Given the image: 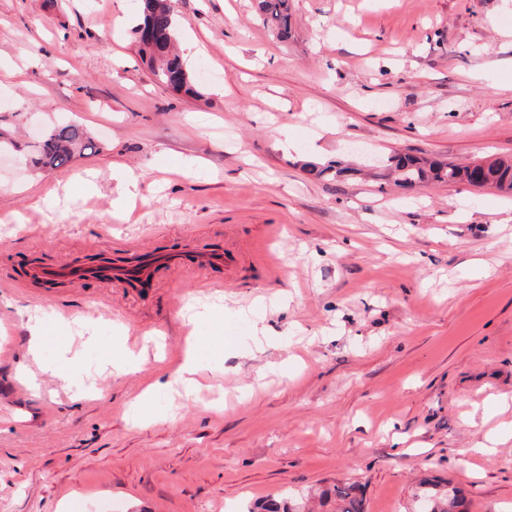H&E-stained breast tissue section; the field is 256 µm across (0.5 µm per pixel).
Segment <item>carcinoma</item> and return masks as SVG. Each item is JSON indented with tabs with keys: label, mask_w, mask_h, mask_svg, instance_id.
<instances>
[{
	"label": "carcinoma",
	"mask_w": 512,
	"mask_h": 512,
	"mask_svg": "<svg viewBox=\"0 0 512 512\" xmlns=\"http://www.w3.org/2000/svg\"><path fill=\"white\" fill-rule=\"evenodd\" d=\"M142 20L133 28L136 44L141 55L148 58L147 66L156 79L166 87L189 96L198 94L195 78L182 60L175 39L178 21L170 0H141ZM262 21L279 38L288 37L291 27L288 0H258ZM97 143L88 133L75 124H59L51 127L33 145L31 163L36 168H61L75 157L95 152ZM394 175V185L412 189L425 182L448 184L465 183L477 188H495L501 192L512 191V162L499 160L483 166L418 159L410 155L393 154L386 160ZM308 174L317 178H340L348 168L339 162L318 165L303 164ZM320 505L328 506V512H364L363 500L353 487L334 485L320 492ZM419 512H465L461 494L452 487L433 492L429 484L422 482L416 493ZM307 500L267 498L253 505L248 512H305Z\"/></svg>",
	"instance_id": "1"
}]
</instances>
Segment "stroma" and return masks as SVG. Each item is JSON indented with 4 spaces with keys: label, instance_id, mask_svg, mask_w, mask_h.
Here are the masks:
<instances>
[{
    "label": "stroma",
    "instance_id": "35a3bbf8",
    "mask_svg": "<svg viewBox=\"0 0 512 512\" xmlns=\"http://www.w3.org/2000/svg\"><path fill=\"white\" fill-rule=\"evenodd\" d=\"M257 4L175 0L190 98L142 64L139 0H0V512H244L335 483L414 512L424 477L512 512V196L403 191L347 151L511 159L512 0H290L285 40ZM62 122L96 153L32 168ZM116 162L141 175L122 213ZM147 248L179 260L143 288L34 278ZM203 308L234 346L188 396ZM119 338L138 367L104 366ZM62 355L68 379L40 374Z\"/></svg>",
    "mask_w": 512,
    "mask_h": 512
}]
</instances>
